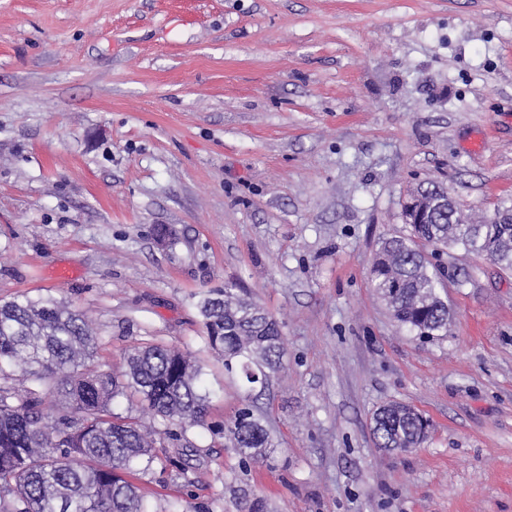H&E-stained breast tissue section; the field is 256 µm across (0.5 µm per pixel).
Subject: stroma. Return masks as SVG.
<instances>
[{
  "label": "stroma",
  "instance_id": "obj_1",
  "mask_svg": "<svg viewBox=\"0 0 512 512\" xmlns=\"http://www.w3.org/2000/svg\"><path fill=\"white\" fill-rule=\"evenodd\" d=\"M428 181L512 202V0H0V300L71 302L115 369L141 342L204 365L207 428L138 476L153 512H512V273L444 249L429 341L369 283ZM228 281L285 344L246 469L195 306ZM390 401L423 447L376 448Z\"/></svg>",
  "mask_w": 512,
  "mask_h": 512
}]
</instances>
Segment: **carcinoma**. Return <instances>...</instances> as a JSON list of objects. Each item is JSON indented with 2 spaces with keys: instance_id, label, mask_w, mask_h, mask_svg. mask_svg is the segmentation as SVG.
<instances>
[{
  "instance_id": "carcinoma-1",
  "label": "carcinoma",
  "mask_w": 512,
  "mask_h": 512,
  "mask_svg": "<svg viewBox=\"0 0 512 512\" xmlns=\"http://www.w3.org/2000/svg\"><path fill=\"white\" fill-rule=\"evenodd\" d=\"M421 220L403 212L407 233L383 239L371 263V285L397 325L421 338L448 332L441 280L422 247H460L512 273V205L497 206L474 223L448 187L418 185ZM205 344L239 371L254 391L276 373L284 356L279 323L233 283L197 302ZM97 334L83 311L52 297L0 301V512H152L135 483L154 465H176L156 448L159 431L142 417L119 413V398L159 421L169 443L206 428L209 393L203 366L178 348L138 345L119 371L95 354ZM428 421L411 405L390 402L372 416L378 448H417ZM225 438L244 460L259 462L274 439L251 405L225 426Z\"/></svg>"
}]
</instances>
